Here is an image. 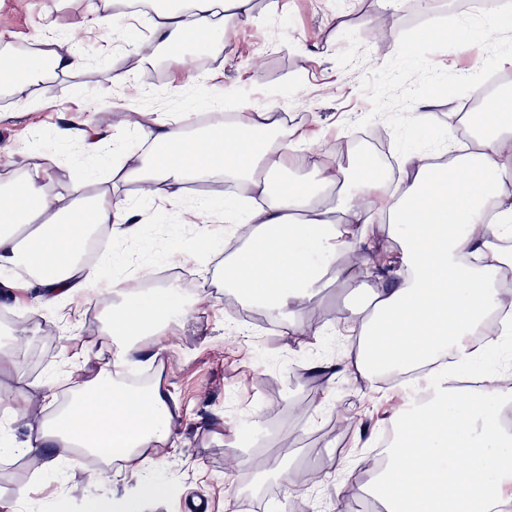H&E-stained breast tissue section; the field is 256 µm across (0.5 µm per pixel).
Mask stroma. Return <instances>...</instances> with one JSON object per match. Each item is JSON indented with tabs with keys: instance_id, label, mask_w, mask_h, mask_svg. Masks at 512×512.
<instances>
[{
	"instance_id": "obj_1",
	"label": "stroma",
	"mask_w": 512,
	"mask_h": 512,
	"mask_svg": "<svg viewBox=\"0 0 512 512\" xmlns=\"http://www.w3.org/2000/svg\"><path fill=\"white\" fill-rule=\"evenodd\" d=\"M94 2L0 0V46L17 52L40 46L49 27L67 28L90 17ZM418 4L404 0L389 10L381 0H253L249 20L225 17L228 46L222 56L187 53L176 78L166 52H159L139 65L133 82L113 87L108 104L98 99L108 68L124 65L128 41L148 36V17L134 15L124 34L111 39L91 31L82 40L88 66L49 75L48 104L31 111L13 98L0 99V159L6 161L0 176L28 171L37 156L49 159L59 190L73 173L84 171L88 158L79 138L60 142L51 134L62 112L71 126L100 130L112 138L115 151L134 153L144 144L128 126L133 117L158 110L201 116L214 106L227 112L266 106L287 117L288 136L296 141L294 159L305 176L312 162L335 158L337 144L353 141L354 125L363 119L368 132H380L387 152H394L388 123L368 118L371 105L362 81L395 55L396 35L426 20ZM336 14L341 23H333ZM301 134L311 136V143L298 142ZM142 219L153 248L136 250L135 256L150 263L170 243L169 228L179 217L162 198ZM194 297L197 312L185 326L171 330L164 350L130 362L141 379L160 381L177 404L172 419L177 446L159 450L153 467L172 492L147 512H226L231 487L247 512H279L284 501L290 512H331L342 481L368 484L367 444L391 430L396 415L405 414V387L376 384L345 369L347 342L327 332L305 337L281 327L269 337L231 334L236 311L247 305L220 277L199 279ZM103 307V297L90 295L67 323L21 308L16 320L8 321L11 334L0 341L15 358L13 367L0 373V388L23 390L27 405L25 416L9 425L15 444L27 440L29 423L46 406L33 380L54 376V401L62 404L74 393L75 381L89 378L108 360L99 345ZM354 309V302L331 285L300 319L308 324L329 316L339 326ZM80 344L91 350L81 368L71 359ZM22 379L27 382L23 388L18 385ZM256 416L267 433L266 447L290 452V476L298 488L291 500H284L278 479H255L267 461L239 432L244 420ZM65 480L58 485L40 456L0 450V486H30L22 512H57L61 500L67 501L68 512H77L92 489L88 475L70 471Z\"/></svg>"
}]
</instances>
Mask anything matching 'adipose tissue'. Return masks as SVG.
<instances>
[{
  "label": "adipose tissue",
  "mask_w": 512,
  "mask_h": 512,
  "mask_svg": "<svg viewBox=\"0 0 512 512\" xmlns=\"http://www.w3.org/2000/svg\"><path fill=\"white\" fill-rule=\"evenodd\" d=\"M87 25H74L57 39L48 58L52 70L82 69L84 27L119 24L100 0ZM251 0H148L153 16L147 40L128 43L131 67L112 70L118 85L133 79L137 63L160 49L171 65H184L178 48L193 45L222 55L226 6L249 12ZM35 56L0 49V94L44 83ZM485 135L454 165L437 164L424 150L406 153L397 194H389L377 169L360 172L317 163L318 177L300 186L280 119L269 108L233 113L194 127L191 117L159 113L132 131L146 150L112 166L109 185L85 192L84 176L67 190L52 191L51 170L0 178V286L36 283L31 311L61 314L76 297L106 283L113 299L104 307V346L110 362L86 379L70 402L36 419L25 452L45 456L57 472L83 468L87 456L114 464L113 477L132 483L123 495L85 498L81 512H144L167 497L169 483L153 477L154 454L175 447L170 397L159 382L129 387L120 368L137 353L164 350L172 324L187 320L194 304L177 305L171 288L144 294L138 282L148 267L133 265L129 245L140 242L141 209L120 186L135 183L141 202L153 201L160 184L224 181L242 191L209 208L216 220L231 216L244 244L224 261V285L250 305L274 312L291 332L320 288L343 274L364 280L344 253L373 248L379 230L397 242L389 260L393 287L362 288L360 307L344 328L348 358L364 374L375 368L420 366L453 354L459 365L497 356L508 337L491 313L512 312L507 293L493 287L512 274V96L483 104ZM344 185L336 200L328 190ZM224 249V240L202 231L175 240L157 255L159 264H183L186 254ZM431 398L416 407L407 435L388 448L372 479L386 512H512V429L498 427L512 391L493 373L476 388L452 386L447 376L427 380Z\"/></svg>",
  "instance_id": "obj_1"
}]
</instances>
